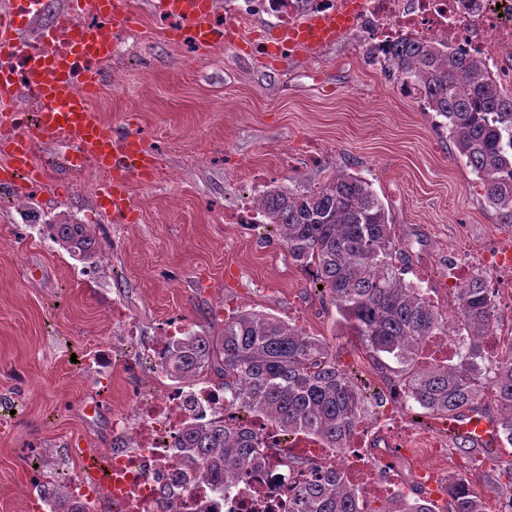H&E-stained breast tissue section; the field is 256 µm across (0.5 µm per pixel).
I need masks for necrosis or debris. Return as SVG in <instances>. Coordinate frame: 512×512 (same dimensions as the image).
<instances>
[{
  "instance_id": "1",
  "label": "necrosis or debris",
  "mask_w": 512,
  "mask_h": 512,
  "mask_svg": "<svg viewBox=\"0 0 512 512\" xmlns=\"http://www.w3.org/2000/svg\"><path fill=\"white\" fill-rule=\"evenodd\" d=\"M346 0H243V13L263 12L290 28L311 16L336 13ZM361 10L347 35L358 48L385 53L403 39H432L450 51L482 58L503 81L512 80V0H360ZM8 14L14 36L0 45V87L11 96L9 125L12 133L35 134L41 112L34 78L48 70L55 56L69 51L73 34L83 26L99 23L94 8L73 10L55 0H10ZM65 167L79 182H87L94 165L80 152L48 155L37 164L38 174L29 187L0 183V199H10L25 212L28 223L47 218L32 210V193L48 190L51 170ZM179 331L178 321L163 325L145 357L154 374L139 382L131 413L112 417V434L126 440L123 448L97 449L105 465V482L89 476L67 481L63 491L73 503L98 499L100 512H250L261 500L266 512H286L291 499L308 478L309 464L317 463L344 472L362 491L364 501L401 500L407 485L382 486L373 477L385 467L390 431L399 419L404 401L390 395L370 427L358 429L348 447L334 449L312 441L296 445L281 436L269 442L268 460L248 476L231 473L230 484L242 492L225 494L222 486L207 485L185 474L175 459L177 436L186 425L221 420L240 426L246 419L224 408V392L205 378L173 385L160 366L168 342ZM300 453L305 468L289 466L287 456Z\"/></svg>"
}]
</instances>
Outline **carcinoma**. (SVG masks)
<instances>
[{"label": "carcinoma", "mask_w": 512, "mask_h": 512, "mask_svg": "<svg viewBox=\"0 0 512 512\" xmlns=\"http://www.w3.org/2000/svg\"><path fill=\"white\" fill-rule=\"evenodd\" d=\"M380 63L386 76L414 85L427 96L428 110L443 118L455 156L476 176L487 204L501 224H512V93L477 60L448 52L429 40L403 42ZM263 223L273 227L290 258L323 286L322 298L336 307L347 333L357 337L383 367L397 364L406 406L447 416L479 412L491 394L498 424L512 446V344L494 354L489 339L500 322L498 305L481 274L457 293L453 317L405 281L409 251L393 233V220L366 179L338 170L313 185L273 183L258 200ZM47 237L69 255L94 261L99 241L87 224L46 225ZM455 326L464 344L446 363L421 364L429 340ZM164 371L178 380L213 375L224 385V406L248 413L265 430L303 434L328 448H345L375 393L336 365L327 343L281 318L240 310L224 319L215 338L188 331L168 349ZM473 467L448 493V512H486V500L512 498L482 469L483 445L452 439ZM266 440L253 429L222 421L191 424L176 445L177 461L202 483L245 473L264 460ZM312 478L288 502V512H364L357 487L334 470L310 467ZM51 512H93L63 493H44ZM373 512H431L423 493L407 504Z\"/></svg>", "instance_id": "carcinoma-1"}]
</instances>
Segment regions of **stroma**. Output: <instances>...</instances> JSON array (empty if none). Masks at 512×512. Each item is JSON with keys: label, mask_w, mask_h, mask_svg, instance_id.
<instances>
[{"label": "stroma", "mask_w": 512, "mask_h": 512, "mask_svg": "<svg viewBox=\"0 0 512 512\" xmlns=\"http://www.w3.org/2000/svg\"><path fill=\"white\" fill-rule=\"evenodd\" d=\"M240 0H216L238 44L193 54L167 39L157 0H132L92 101L102 121L137 130L158 159V176L132 177L137 209L104 220L97 195L63 170L37 208L99 215L97 262L79 261L0 203V512H20L18 489L42 494L30 466L77 475L83 448H111L112 416L134 406L142 368L101 369L95 359L125 333L151 344L159 326L221 335L225 312L262 311L327 341L359 382L386 390L359 343L342 335L335 307L265 228L226 223L250 188L313 184L344 169L370 181L394 232L415 255L410 281L453 311L443 273L459 241L486 251L512 244V226L475 193L474 176L450 150L431 114L399 95L378 65L347 38L310 54L276 50L272 16L241 17ZM273 53H254V41Z\"/></svg>", "instance_id": "obj_1"}]
</instances>
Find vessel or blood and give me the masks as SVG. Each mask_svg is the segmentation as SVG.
Returning <instances> with one entry per match:
<instances>
[{"label": "vessel or blood", "mask_w": 512, "mask_h": 512, "mask_svg": "<svg viewBox=\"0 0 512 512\" xmlns=\"http://www.w3.org/2000/svg\"><path fill=\"white\" fill-rule=\"evenodd\" d=\"M93 3L107 15L109 23L84 29V51L88 56L103 58L111 53L116 34L128 28L133 17L128 0H93ZM160 5L164 12L181 16L189 22L188 35L200 50L227 46L236 34L233 27L212 23L215 0H160ZM349 24L350 17L346 14L309 18L282 33L281 48L285 51L317 49L340 39ZM70 65V54H61L55 58L52 68L37 78L44 107L37 135L50 139L58 132H65L96 168L104 172L100 194L108 200L113 215L128 216L131 201L126 186L133 176L154 170V156L135 129L112 128L94 115L87 94L75 92L67 78ZM60 100L64 101L65 110L57 109L56 103ZM0 153L9 159L7 169L1 170L0 176L7 178L19 171H33L30 138L2 137ZM448 430L483 444L494 442L498 437V427L494 422L473 413L449 416Z\"/></svg>", "instance_id": "obj_1"}]
</instances>
